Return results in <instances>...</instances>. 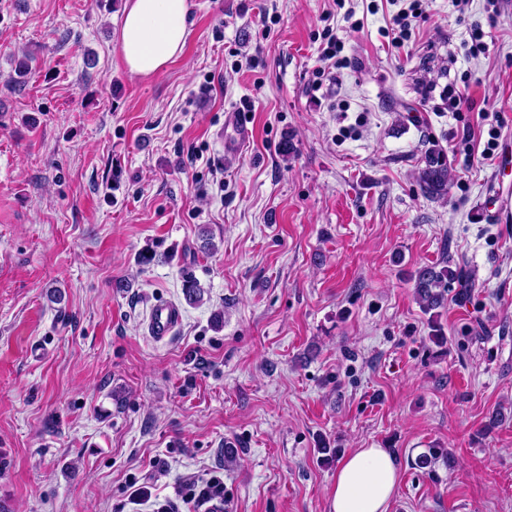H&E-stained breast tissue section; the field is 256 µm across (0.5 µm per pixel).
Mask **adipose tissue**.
I'll return each instance as SVG.
<instances>
[{
	"mask_svg": "<svg viewBox=\"0 0 512 512\" xmlns=\"http://www.w3.org/2000/svg\"><path fill=\"white\" fill-rule=\"evenodd\" d=\"M188 12V0H128L118 37L131 76L158 74L182 52ZM396 486V464L387 449H356L336 470L331 512H388Z\"/></svg>",
	"mask_w": 512,
	"mask_h": 512,
	"instance_id": "adipose-tissue-1",
	"label": "adipose tissue"
}]
</instances>
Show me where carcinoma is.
Returning a JSON list of instances; mask_svg holds the SVG:
<instances>
[{"label":"carcinoma","instance_id":"1","mask_svg":"<svg viewBox=\"0 0 512 512\" xmlns=\"http://www.w3.org/2000/svg\"><path fill=\"white\" fill-rule=\"evenodd\" d=\"M455 174L447 154L440 149H428L421 158L417 182L423 195L437 201L448 199ZM413 282L416 297L424 314L428 315L429 339L437 347L446 345L441 309L448 300V290L459 286L461 295L475 286V280L464 261L450 256L446 261L415 270Z\"/></svg>","mask_w":512,"mask_h":512}]
</instances>
